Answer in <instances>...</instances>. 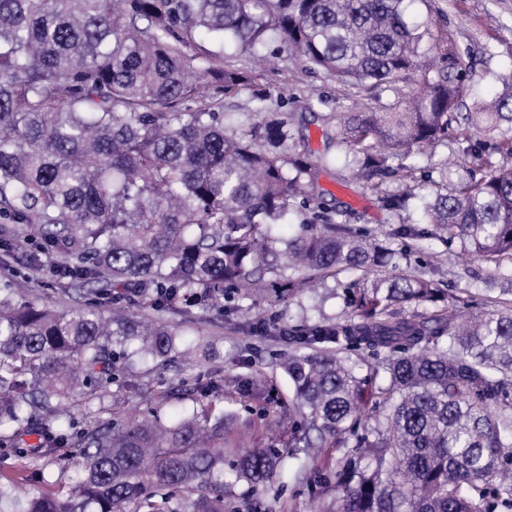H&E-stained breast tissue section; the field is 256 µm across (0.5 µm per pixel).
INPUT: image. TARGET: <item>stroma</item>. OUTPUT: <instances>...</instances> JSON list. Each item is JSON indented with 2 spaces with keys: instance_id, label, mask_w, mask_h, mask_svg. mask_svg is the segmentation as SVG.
I'll use <instances>...</instances> for the list:
<instances>
[{
  "instance_id": "35a3bbf8",
  "label": "stroma",
  "mask_w": 512,
  "mask_h": 512,
  "mask_svg": "<svg viewBox=\"0 0 512 512\" xmlns=\"http://www.w3.org/2000/svg\"><path fill=\"white\" fill-rule=\"evenodd\" d=\"M407 16L419 22L430 20L434 37L443 41L439 63L442 71L454 75L458 72L457 60L467 63L472 94L464 103L465 109H472L477 102L491 101L502 88L503 76L512 75V0H412ZM261 54L263 60L259 63L248 56L230 57V64L243 71L247 80L223 94L225 105L246 111L259 97L274 104L284 103L286 110L294 113L306 146L315 154L324 149L327 113L379 112L411 91L405 84L384 85L371 91L353 88L325 71L311 69L303 58L276 43L262 49ZM463 148L462 142L452 139L425 149L417 159L415 176L388 181V189L423 195L430 189V178L443 172L447 173L449 184H457L472 169L462 159ZM320 188L324 202L335 210L336 223L368 231L377 229L386 234L400 224L399 217L386 211L376 194L343 167L323 174ZM428 256L439 266L446 288L456 295L471 292L472 312L485 309V283L476 274L481 263L469 258L461 242L447 244L429 238L417 246L409 241L392 263L402 272ZM361 278V272L355 270L339 273L327 279L318 293L289 302H269L260 314L283 330L325 319L346 323L352 317L346 287ZM0 281L13 282L20 295L61 311L80 307L85 301L82 293L64 294L46 262L34 267L22 260L1 262ZM168 321L192 346L191 359L162 367L149 359L141 361L136 375L104 389L95 405L94 416L77 410L82 425H90L94 420L119 421L151 409L168 423L195 408L198 394L194 376L203 374L217 381L236 376L241 380L237 393L227 397L223 392L213 391L211 398L217 410L234 411V433L246 437L250 447H284L291 434L288 406L291 392L288 379L276 362L279 354L287 350V340L251 334L244 319L236 315L223 317L213 313L202 318L173 313ZM257 370L262 371L264 378L255 386L251 377ZM83 463L81 453L75 448L63 449L58 457L35 458L29 465L0 448V467L19 472L26 480L27 489L34 492L48 479L55 482L60 493H67ZM308 485L307 475L291 468L259 501L248 498L242 484L227 490L226 497L238 512H280L282 505L288 503L294 504L297 512H309Z\"/></svg>"
}]
</instances>
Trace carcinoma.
Here are the masks:
<instances>
[{
    "mask_svg": "<svg viewBox=\"0 0 512 512\" xmlns=\"http://www.w3.org/2000/svg\"><path fill=\"white\" fill-rule=\"evenodd\" d=\"M403 2L0 0V219L22 226L4 230L0 256L57 255L53 275L95 295L60 311L0 284V447L26 458L34 431L46 453L85 458L66 497L1 470L0 512H228L224 487L243 482L258 498L292 460L316 473L310 493L334 495L336 512L512 509V166L464 149L488 173L450 190L443 171L419 204L433 230L392 233L457 238L494 266V307L466 322L435 267L383 273L395 250L334 222L317 193L340 161L386 210L407 211L414 195L384 179L412 175L470 96L464 80L431 75L429 28L408 22ZM199 31L211 47L190 55ZM273 41L358 89L417 71L422 84L380 112L330 114L338 129L314 159L290 149L294 114L263 99L226 110L215 96L247 81L224 65L226 48L250 57ZM502 85L456 139L495 133L511 157L512 76ZM293 216L297 231L278 250L271 230ZM344 270L368 277L348 298L355 318L288 329V447H226L232 418L204 402L169 424L152 413L57 424L119 378L132 344L162 364L190 354L170 324L137 310L240 313L267 334L250 316L270 300L256 276H276L283 300ZM360 350L363 375L343 357ZM376 416L385 422L367 430ZM332 448L344 452L319 469Z\"/></svg>",
    "mask_w": 512,
    "mask_h": 512,
    "instance_id": "obj_1",
    "label": "carcinoma"
}]
</instances>
